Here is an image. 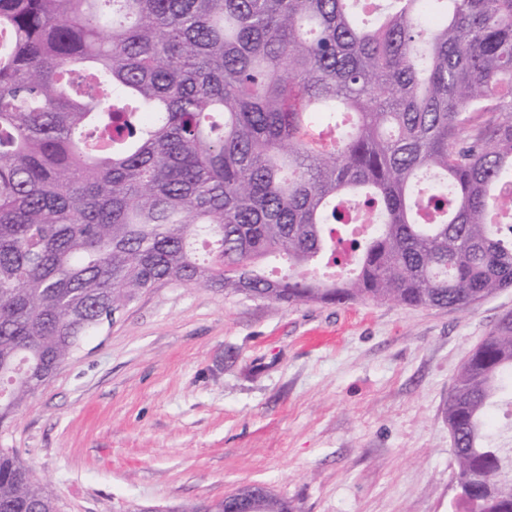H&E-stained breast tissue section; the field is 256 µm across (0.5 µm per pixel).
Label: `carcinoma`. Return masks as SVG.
Masks as SVG:
<instances>
[{
	"instance_id": "carcinoma-1",
	"label": "carcinoma",
	"mask_w": 512,
	"mask_h": 512,
	"mask_svg": "<svg viewBox=\"0 0 512 512\" xmlns=\"http://www.w3.org/2000/svg\"><path fill=\"white\" fill-rule=\"evenodd\" d=\"M508 186L512 0H0V428L160 283L467 310ZM505 400L511 313L448 395L468 512H512ZM0 512H59L2 448Z\"/></svg>"
}]
</instances>
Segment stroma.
<instances>
[{
  "instance_id": "35a3bbf8",
  "label": "stroma",
  "mask_w": 512,
  "mask_h": 512,
  "mask_svg": "<svg viewBox=\"0 0 512 512\" xmlns=\"http://www.w3.org/2000/svg\"><path fill=\"white\" fill-rule=\"evenodd\" d=\"M512 288L466 311L159 284L0 429L60 512L261 484L291 512H465L445 408Z\"/></svg>"
}]
</instances>
